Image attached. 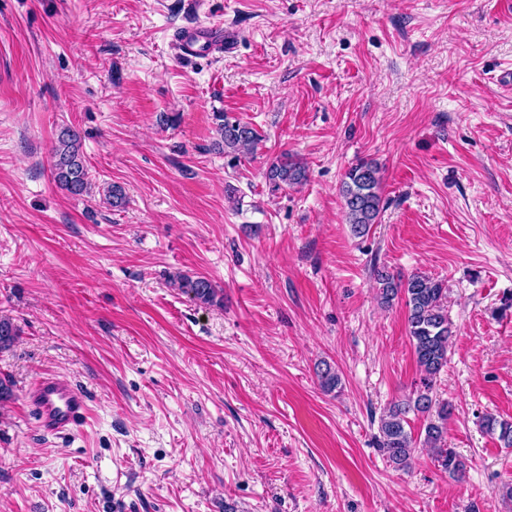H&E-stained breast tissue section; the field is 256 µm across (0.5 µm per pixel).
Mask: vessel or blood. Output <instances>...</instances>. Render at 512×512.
<instances>
[{
	"instance_id": "b4317fda",
	"label": "vessel or blood",
	"mask_w": 512,
	"mask_h": 512,
	"mask_svg": "<svg viewBox=\"0 0 512 512\" xmlns=\"http://www.w3.org/2000/svg\"><path fill=\"white\" fill-rule=\"evenodd\" d=\"M224 30L218 25H197L180 33V44L189 53H208L222 46ZM28 402L37 414L40 428L61 435L79 427L85 420L86 395L72 383L48 375L30 389Z\"/></svg>"
}]
</instances>
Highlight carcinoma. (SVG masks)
Here are the masks:
<instances>
[{
  "mask_svg": "<svg viewBox=\"0 0 512 512\" xmlns=\"http://www.w3.org/2000/svg\"><path fill=\"white\" fill-rule=\"evenodd\" d=\"M214 119L218 144L229 158V164L234 166L240 160V153L255 148L260 136L250 124L231 119L222 112L216 113ZM52 175L54 181L72 195L90 192L92 179L80 153V135L71 128L60 133L54 148ZM265 177L274 191L307 179L304 167L286 157L271 163ZM380 188V168L371 161H361L345 173L341 185L344 209L353 233L359 237L378 223L383 209ZM374 275L382 305L390 306L396 299L405 303L409 340L421 372L412 395L391 405L382 416L379 447L396 467H409L416 452V441L409 430L407 414L425 416L424 445L450 478L461 481L466 474V463L455 449L448 447V403L439 402L434 395L437 378L448 365L449 341L454 333L446 305L447 287L443 281L423 273L405 278L377 268ZM177 284L199 304L212 306L219 302V289L205 277L180 275ZM18 335L19 329L13 322L0 317V350L9 347ZM480 425L486 433L498 435L504 447H512L511 421L486 415Z\"/></svg>",
  "mask_w": 512,
  "mask_h": 512,
  "instance_id": "1",
  "label": "carcinoma"
}]
</instances>
